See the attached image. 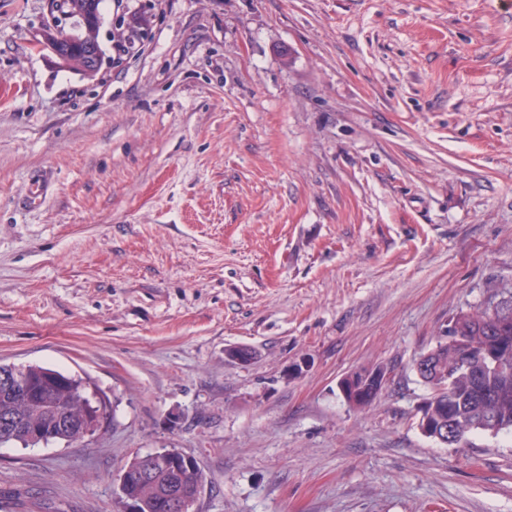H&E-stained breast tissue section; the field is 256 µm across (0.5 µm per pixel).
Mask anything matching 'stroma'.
Wrapping results in <instances>:
<instances>
[{
  "mask_svg": "<svg viewBox=\"0 0 512 512\" xmlns=\"http://www.w3.org/2000/svg\"><path fill=\"white\" fill-rule=\"evenodd\" d=\"M101 12L150 26L89 79L37 51L43 0H0V363L109 405L0 446V512H121L162 448L198 461L195 512H512V433L425 437L415 370L512 289V0ZM388 380L384 368L354 371L344 376L339 382L340 391L351 406L374 403Z\"/></svg>",
  "mask_w": 512,
  "mask_h": 512,
  "instance_id": "obj_1",
  "label": "stroma"
}]
</instances>
